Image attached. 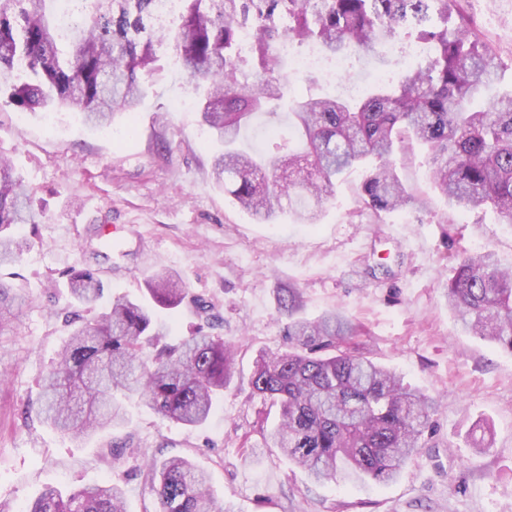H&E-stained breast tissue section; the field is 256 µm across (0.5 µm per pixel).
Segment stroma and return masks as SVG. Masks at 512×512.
I'll return each mask as SVG.
<instances>
[{
	"label": "stroma",
	"instance_id": "1",
	"mask_svg": "<svg viewBox=\"0 0 512 512\" xmlns=\"http://www.w3.org/2000/svg\"><path fill=\"white\" fill-rule=\"evenodd\" d=\"M461 6L505 64L500 88L512 87V0ZM151 82L133 117L116 116L107 131L65 108L0 110V158L45 205L41 224L19 229L27 247L0 269L27 299L0 335V512H29L49 486L106 480L124 489L127 512H154L146 463L175 456L208 471L214 496L237 512H512V355L464 333L445 297L462 252L490 251L512 268V224L450 206L418 144L397 158L414 201L381 221L359 208L351 176L318 223H258L215 185L199 112L172 109L193 93L186 76L166 68ZM87 264L109 300L143 297L145 277L168 271L206 302L204 312H157L169 340L201 328L235 344L234 380L203 426L164 420L136 400L127 427L79 440L40 420L42 382L70 333L55 285ZM288 286L301 293V316L344 311L375 360L438 400L432 437L396 481L316 484L262 447L277 410L253 395L250 378L259 351L288 344L278 301Z\"/></svg>",
	"mask_w": 512,
	"mask_h": 512
}]
</instances>
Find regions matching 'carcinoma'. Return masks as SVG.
Here are the masks:
<instances>
[{
    "instance_id": "carcinoma-1",
    "label": "carcinoma",
    "mask_w": 512,
    "mask_h": 512,
    "mask_svg": "<svg viewBox=\"0 0 512 512\" xmlns=\"http://www.w3.org/2000/svg\"><path fill=\"white\" fill-rule=\"evenodd\" d=\"M58 0H0V107L77 110L109 126L118 111L137 108L160 70L159 47H171L199 93L202 125L219 145L215 183L254 219L280 213L315 224L336 181L363 169L357 203L373 215L413 200L397 173L396 150L416 141L429 150L434 188L468 211L493 209L512 224V90L497 91L503 62L463 18L448 26L458 0H181L172 27L153 25L156 0H73L71 22ZM254 30L251 53L238 52L239 29ZM313 45L328 58L366 56L408 37L431 47L424 63L398 82L381 84L349 103L308 95L289 107L288 127L300 139L274 133L254 154L242 131L285 99L284 60L273 52L282 35ZM256 68L247 78L244 68ZM35 192L9 160L0 159V267L16 261L26 242L20 224H39ZM74 311L45 384L44 420L60 432L88 436L129 419L123 397L135 395L156 414L190 427L205 424L215 398L232 381L235 352L200 330L176 343L153 306L174 309L187 292L177 277L145 281L148 298L114 299L99 307L104 287L91 267L69 274ZM288 349L260 351L253 391L279 408L262 447L278 448L316 483L343 467L357 480L389 483L425 445L433 398L403 376L350 346L355 330L340 311L314 320L299 316L295 288L281 289ZM448 307L463 330L512 354V270L494 253L464 255L446 288ZM23 298L0 279V335ZM156 512H234L220 504L206 473L176 457L146 467ZM29 512H126L122 489L110 482L64 496L46 489Z\"/></svg>"
}]
</instances>
